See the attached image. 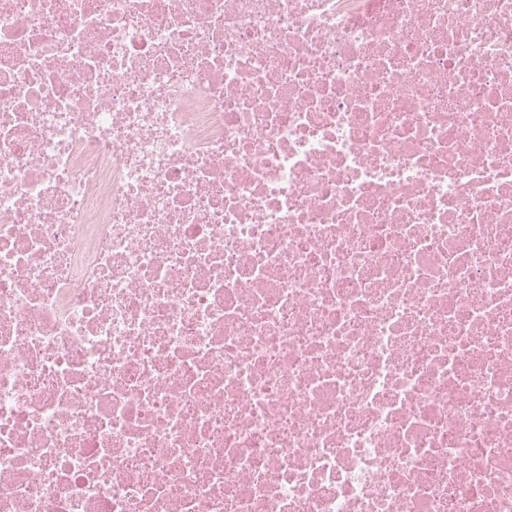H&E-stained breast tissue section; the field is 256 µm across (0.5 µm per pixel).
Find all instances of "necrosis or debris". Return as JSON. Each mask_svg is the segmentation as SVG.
<instances>
[{
    "mask_svg": "<svg viewBox=\"0 0 512 512\" xmlns=\"http://www.w3.org/2000/svg\"><path fill=\"white\" fill-rule=\"evenodd\" d=\"M0 512H512V0H0Z\"/></svg>",
    "mask_w": 512,
    "mask_h": 512,
    "instance_id": "4bbe7bcc",
    "label": "necrosis or debris"
}]
</instances>
